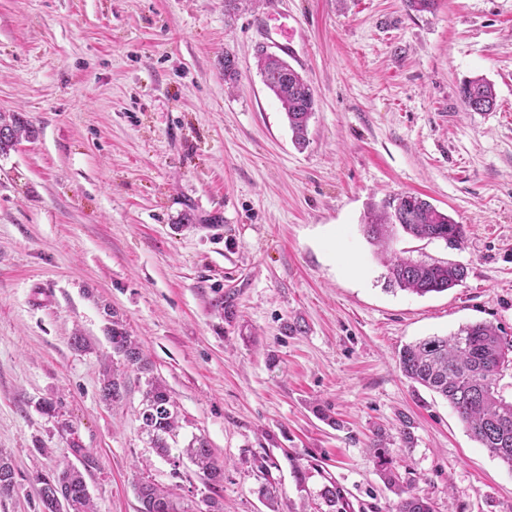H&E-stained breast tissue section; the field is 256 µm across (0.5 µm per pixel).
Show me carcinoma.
Instances as JSON below:
<instances>
[{
	"instance_id": "carcinoma-1",
	"label": "carcinoma",
	"mask_w": 512,
	"mask_h": 512,
	"mask_svg": "<svg viewBox=\"0 0 512 512\" xmlns=\"http://www.w3.org/2000/svg\"><path fill=\"white\" fill-rule=\"evenodd\" d=\"M437 0H404L408 14L430 13ZM257 69L265 87L281 103L295 144L307 143L309 121L314 114V91L304 76L288 62L268 51H258ZM465 110L474 112L493 109L496 91L482 77L465 81L460 88ZM30 133L29 124L17 113L0 114V153L15 146ZM428 240H441L447 247L458 249L466 236L465 225L438 210L421 195L404 192L386 200L381 210L364 224L367 238L383 245L397 231ZM387 285L417 295L446 291L468 274L467 267L456 262H426L394 255L386 259ZM112 358L147 373L150 366L136 337L119 320L108 329ZM512 364V341L500 335L499 329L488 322L466 324L446 336H432L403 348L399 356L402 373L412 382L422 385L447 400L465 424L473 439L489 453L512 468V401L500 395L498 376ZM125 384L117 369L105 367L100 397L106 403L123 398ZM41 413L57 419L60 436L68 454L47 475L37 477L41 512H97L85 479V474L98 468L97 457L76 438L70 422L59 419L58 402H39ZM142 430L157 453L178 466L187 457L197 467L199 477L210 488L224 479V464L213 454L207 439L195 436L171 455L172 442L180 428L176 402L166 387L155 378L145 382L142 408ZM378 459L379 474L384 484L398 497L395 512H434L429 498L411 491L413 479L401 477L383 439L373 444ZM17 488L11 461L0 456V497L12 495ZM140 512H189L175 494L155 484L137 480ZM323 498L328 512H345V503L336 486L324 489Z\"/></svg>"
}]
</instances>
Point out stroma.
Here are the masks:
<instances>
[{
    "mask_svg": "<svg viewBox=\"0 0 512 512\" xmlns=\"http://www.w3.org/2000/svg\"><path fill=\"white\" fill-rule=\"evenodd\" d=\"M266 11L0 0V113L34 130L0 153V453L17 480L0 512H40L36 478L65 451L38 409L47 398L99 458L86 477L99 512H139V462L190 512L212 497L269 512L267 483L281 512H326L330 483L348 512H391L379 434L438 512H512V469L398 364L403 346L472 322L512 338V0H438L412 17L403 0H281L272 24L294 29L289 62L316 100L301 150L257 71L252 22ZM477 76L495 87L493 111L463 109ZM402 192L467 239L454 250L400 234L390 252L464 264L460 285L388 288L363 226ZM110 309L151 364L122 368L113 406L99 396ZM76 331L90 351L72 349ZM149 375L178 406L179 444L204 435L223 462L216 489L150 448Z\"/></svg>",
    "mask_w": 512,
    "mask_h": 512,
    "instance_id": "35a3bbf8",
    "label": "stroma"
}]
</instances>
